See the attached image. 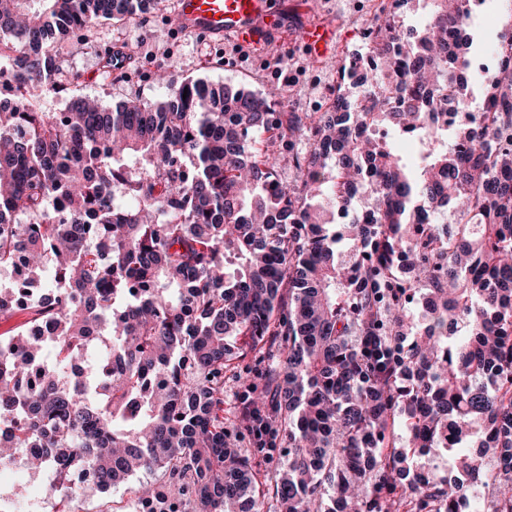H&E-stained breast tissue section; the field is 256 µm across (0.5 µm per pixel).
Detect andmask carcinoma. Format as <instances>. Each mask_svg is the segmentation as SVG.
<instances>
[{
  "instance_id": "1",
  "label": "carcinoma",
  "mask_w": 512,
  "mask_h": 512,
  "mask_svg": "<svg viewBox=\"0 0 512 512\" xmlns=\"http://www.w3.org/2000/svg\"><path fill=\"white\" fill-rule=\"evenodd\" d=\"M498 2L504 65L481 131L413 163L364 130L419 124L430 87L480 85L467 60L448 66L472 27L462 0H427L404 38L381 6L369 45L385 58L400 38V58L366 110L336 60L330 112L163 65L160 100L46 112L57 39L158 0H0L20 91L0 106V272L54 293L0 338V419L22 414L0 464L48 448L47 498L82 468L92 490L127 485L129 512H512V3ZM338 208L351 223H332ZM441 455L453 476L422 463ZM144 471L160 477L128 484Z\"/></svg>"
}]
</instances>
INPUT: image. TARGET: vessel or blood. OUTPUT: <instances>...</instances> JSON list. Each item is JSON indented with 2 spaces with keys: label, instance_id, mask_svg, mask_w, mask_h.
I'll use <instances>...</instances> for the list:
<instances>
[{
  "label": "vessel or blood",
  "instance_id": "obj_1",
  "mask_svg": "<svg viewBox=\"0 0 512 512\" xmlns=\"http://www.w3.org/2000/svg\"><path fill=\"white\" fill-rule=\"evenodd\" d=\"M275 0H175V29L210 42H233L255 47L272 41L276 27ZM335 29L330 25L308 26L303 39L316 55L333 52Z\"/></svg>",
  "mask_w": 512,
  "mask_h": 512
}]
</instances>
